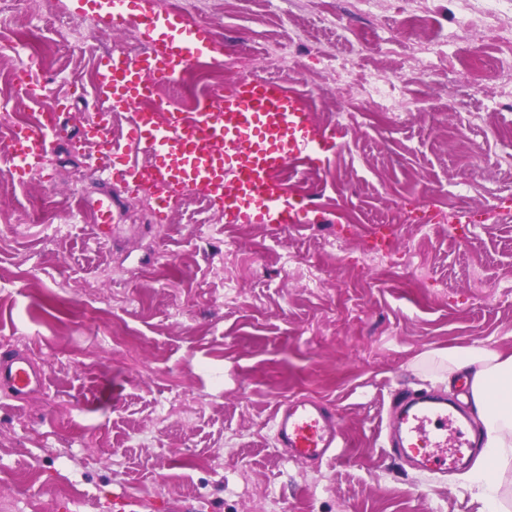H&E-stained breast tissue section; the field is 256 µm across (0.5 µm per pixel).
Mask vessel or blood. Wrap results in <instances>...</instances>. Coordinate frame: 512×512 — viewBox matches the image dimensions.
<instances>
[{
    "label": "vessel or blood",
    "mask_w": 512,
    "mask_h": 512,
    "mask_svg": "<svg viewBox=\"0 0 512 512\" xmlns=\"http://www.w3.org/2000/svg\"><path fill=\"white\" fill-rule=\"evenodd\" d=\"M113 28L135 27L142 33L140 52H110L98 65L91 89L98 112L135 110L129 144L135 152L155 155L153 167L137 164L112 171L118 151L107 123L93 124L92 136L69 134L61 126L64 98L54 103L28 92L39 109L24 129V142L14 148L9 171L26 174L38 168L58 141L67 146L94 142L92 172L111 176L136 188H150L160 205L184 189L206 191L224 204L228 224H298L305 211L293 189L279 177L296 161L313 163L336 149L335 133L311 121L306 99L299 92L269 79H251L224 96H204L191 106L152 98L156 80L179 83L185 68L210 48L211 35L181 15L143 11L131 14L128 0H100ZM45 373L27 358H0V388L14 398L43 388ZM468 417L446 396L403 392L386 437L388 447L411 459L417 468L434 472L458 458L460 449L476 447ZM275 438L289 459L308 463L334 455L339 446L337 417L329 404L307 397L279 403L273 420Z\"/></svg>",
    "instance_id": "obj_1"
}]
</instances>
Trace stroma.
Masks as SVG:
<instances>
[{
  "label": "stroma",
  "instance_id": "1",
  "mask_svg": "<svg viewBox=\"0 0 512 512\" xmlns=\"http://www.w3.org/2000/svg\"><path fill=\"white\" fill-rule=\"evenodd\" d=\"M231 51L225 88L253 77L302 93L337 134L285 181L317 205L303 224H227L205 194L143 214L82 153L55 147L45 179L8 175L0 132V356L46 385L0 389L7 512H479L458 480L383 445L398 390L443 391L439 353L512 354V0H429L436 30L401 32L410 0H184ZM135 28L91 0H11L0 15V111L30 121L16 66L50 95L89 92ZM352 65V83L336 73ZM385 77L405 112L357 87ZM111 197L113 226L89 205ZM335 405L340 456H282L274 407ZM45 379V372L27 358L20 355L1 357L0 386L14 398L23 399L27 393L40 390Z\"/></svg>",
  "mask_w": 512,
  "mask_h": 512
}]
</instances>
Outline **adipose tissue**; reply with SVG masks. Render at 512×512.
<instances>
[{
	"mask_svg": "<svg viewBox=\"0 0 512 512\" xmlns=\"http://www.w3.org/2000/svg\"><path fill=\"white\" fill-rule=\"evenodd\" d=\"M448 372L470 381L472 402L483 426L484 449L461 483L474 490L481 512H496L499 486L491 466L512 463V354L503 355L476 341L449 350Z\"/></svg>",
	"mask_w": 512,
	"mask_h": 512,
	"instance_id": "1",
	"label": "adipose tissue"
}]
</instances>
